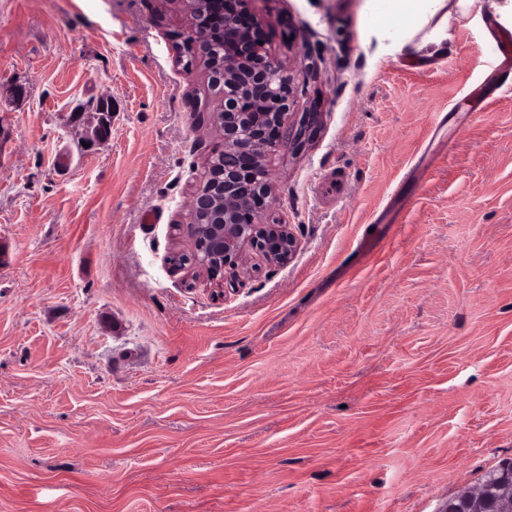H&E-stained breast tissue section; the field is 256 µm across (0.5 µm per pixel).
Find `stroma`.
Returning <instances> with one entry per match:
<instances>
[{"label": "stroma", "mask_w": 512, "mask_h": 512, "mask_svg": "<svg viewBox=\"0 0 512 512\" xmlns=\"http://www.w3.org/2000/svg\"><path fill=\"white\" fill-rule=\"evenodd\" d=\"M360 3L248 0L322 126L267 158L293 260L212 280L186 0H0V512H441L512 460L502 24L377 59ZM109 104L102 102L95 112H86L83 121L84 136L86 143L91 145L100 143L109 138L111 129V120L109 112Z\"/></svg>", "instance_id": "obj_1"}]
</instances>
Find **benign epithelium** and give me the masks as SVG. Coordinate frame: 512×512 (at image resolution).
Masks as SVG:
<instances>
[{
  "label": "benign epithelium",
  "mask_w": 512,
  "mask_h": 512,
  "mask_svg": "<svg viewBox=\"0 0 512 512\" xmlns=\"http://www.w3.org/2000/svg\"><path fill=\"white\" fill-rule=\"evenodd\" d=\"M214 15L224 17L223 52L210 59L211 81L224 90L214 108L215 123L224 134V154L233 162L224 164L221 180L190 199L191 217L212 216L209 238L201 239L198 225H189L195 250L190 262L214 278L224 269H235L245 251L252 249L280 265L290 262L298 248L296 238L283 224H265L272 204V181L266 156L284 144L301 149L316 137L320 114L316 105L301 113L296 125L287 124L294 88L309 70L284 67L268 51L263 22L252 13L247 0H205ZM85 142L94 145L109 138V106L101 104L86 113ZM482 499L480 490L462 492L454 504L466 512Z\"/></svg>",
  "instance_id": "obj_1"
}]
</instances>
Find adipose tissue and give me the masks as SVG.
<instances>
[{
  "label": "adipose tissue",
  "mask_w": 512,
  "mask_h": 512,
  "mask_svg": "<svg viewBox=\"0 0 512 512\" xmlns=\"http://www.w3.org/2000/svg\"><path fill=\"white\" fill-rule=\"evenodd\" d=\"M471 7L472 0H363L362 16L378 55L408 44L429 61L446 53L451 23Z\"/></svg>",
  "instance_id": "ef3b65f1"
}]
</instances>
